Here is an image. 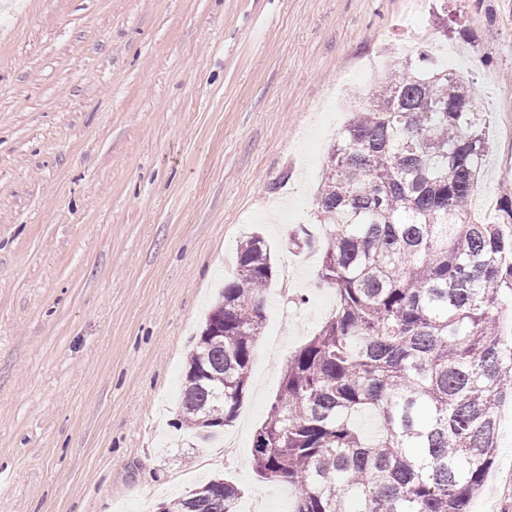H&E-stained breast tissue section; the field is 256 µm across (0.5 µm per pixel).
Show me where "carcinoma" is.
<instances>
[{
    "mask_svg": "<svg viewBox=\"0 0 512 512\" xmlns=\"http://www.w3.org/2000/svg\"><path fill=\"white\" fill-rule=\"evenodd\" d=\"M488 150L470 84L422 51L328 153L319 279L336 310L288 358L252 443L254 473L288 485L293 512H469L512 402V194L497 223L471 208ZM236 258L188 360L181 416L196 429L235 419L265 323L267 245L245 236ZM239 496L214 478L159 512H238Z\"/></svg>",
    "mask_w": 512,
    "mask_h": 512,
    "instance_id": "cac0c4a2",
    "label": "carcinoma"
}]
</instances>
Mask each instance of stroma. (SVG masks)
Instances as JSON below:
<instances>
[{"label": "stroma", "mask_w": 512, "mask_h": 512, "mask_svg": "<svg viewBox=\"0 0 512 512\" xmlns=\"http://www.w3.org/2000/svg\"><path fill=\"white\" fill-rule=\"evenodd\" d=\"M448 32H437L439 20ZM472 83L512 186V0H0V512H158L220 477L291 512L251 447L318 278L323 163L394 61ZM274 265L236 419L180 423L188 358L243 236ZM470 512H512V403ZM232 438V464L211 459Z\"/></svg>", "instance_id": "1"}]
</instances>
